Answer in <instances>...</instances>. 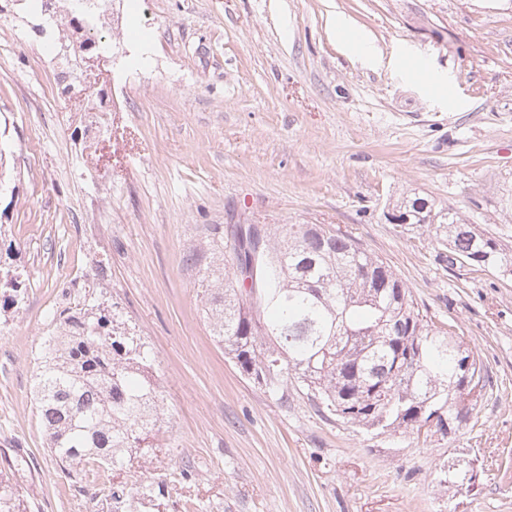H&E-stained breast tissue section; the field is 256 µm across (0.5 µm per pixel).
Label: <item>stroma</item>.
Instances as JSON below:
<instances>
[{"label":"stroma","instance_id":"1","mask_svg":"<svg viewBox=\"0 0 512 512\" xmlns=\"http://www.w3.org/2000/svg\"><path fill=\"white\" fill-rule=\"evenodd\" d=\"M91 112L53 53L0 12V472L26 512H108L47 451L43 342L80 298L117 306L154 352L164 422L127 512H512V275L449 267L386 214L416 193L512 248V0H114ZM368 39L372 55L354 43ZM456 93H449V85ZM331 224L451 323L491 389L453 438L376 435L273 395L213 342L197 296L217 225ZM103 269L95 277L94 269ZM479 459L453 498L435 471ZM189 479H182V472Z\"/></svg>","mask_w":512,"mask_h":512}]
</instances>
